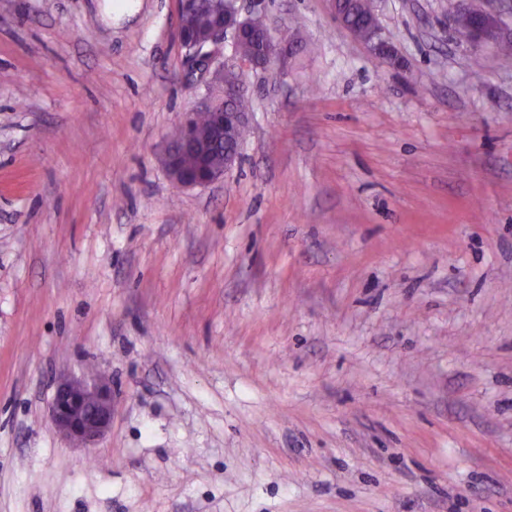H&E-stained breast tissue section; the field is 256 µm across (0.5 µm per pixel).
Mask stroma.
<instances>
[{
	"instance_id": "35a3bbf8",
	"label": "stroma",
	"mask_w": 512,
	"mask_h": 512,
	"mask_svg": "<svg viewBox=\"0 0 512 512\" xmlns=\"http://www.w3.org/2000/svg\"><path fill=\"white\" fill-rule=\"evenodd\" d=\"M0 0V512H512V60L458 0H266L237 163L177 0ZM112 384L98 447L47 420ZM344 20L349 32L358 40L363 41L373 26L377 25L368 0H358L354 9L345 11ZM227 71L239 74L234 64L223 65L216 75L223 85L222 96L209 97L193 112H186L178 135L169 143L165 155L166 167L172 180L181 187H205L214 183L224 177V173L239 157V132L247 124L249 105L242 98L246 96L244 85L239 79L226 77ZM237 101L242 112L235 107ZM204 112L209 121L203 130L199 124L202 127L207 124ZM221 141H224V161L212 164L211 156ZM185 155L196 159L194 167H187L184 163Z\"/></svg>"
}]
</instances>
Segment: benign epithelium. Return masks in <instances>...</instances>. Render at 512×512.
Instances as JSON below:
<instances>
[{
	"instance_id": "obj_1",
	"label": "benign epithelium",
	"mask_w": 512,
	"mask_h": 512,
	"mask_svg": "<svg viewBox=\"0 0 512 512\" xmlns=\"http://www.w3.org/2000/svg\"><path fill=\"white\" fill-rule=\"evenodd\" d=\"M178 14L196 15L208 22L209 32L199 39L194 32L179 26V39L195 66L208 71L211 62L210 47L224 42L232 35V48L237 60L253 68H269L283 59L292 50L293 43L277 37L272 27L258 32L252 20L262 17L265 11L255 8L242 15L238 0H225L224 17L202 12L190 0H177ZM512 17V0H484L482 11L475 14L469 2L448 16V26L474 47L499 43L501 37L511 31L504 26L503 18ZM264 43L258 55H245L239 51L244 42ZM372 51L397 60L389 41L376 32L365 42ZM236 71V66H222L217 79L223 85L222 96L209 97L194 111L184 115L178 135L169 143L165 163L172 180L184 188L208 186L229 170L239 157L240 130L247 124L248 115L236 109L235 103L246 95L242 82L226 77V72ZM208 116V125L201 128L198 114ZM48 421L59 433L92 448L108 431L112 422V385L100 380L86 382L65 380L60 383L48 406Z\"/></svg>"
}]
</instances>
